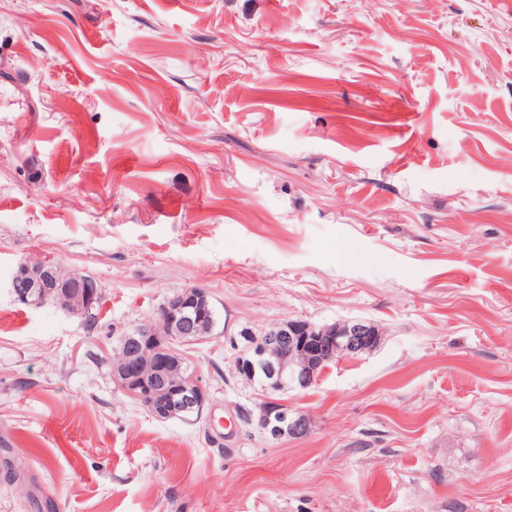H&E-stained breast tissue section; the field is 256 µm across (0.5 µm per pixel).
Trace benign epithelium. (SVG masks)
<instances>
[{
    "label": "benign epithelium",
    "instance_id": "obj_1",
    "mask_svg": "<svg viewBox=\"0 0 512 512\" xmlns=\"http://www.w3.org/2000/svg\"><path fill=\"white\" fill-rule=\"evenodd\" d=\"M10 288L23 304L40 306L52 301L85 312L93 309L101 297V285L95 278L67 275L57 266L40 262L22 263ZM208 316V291L184 289L168 296L155 316L145 319L123 339L117 383L123 392L148 402L160 420L177 412H202L207 408L209 394L195 376L168 387L160 373L168 365L181 362L184 337L198 335L199 326ZM244 335L252 337V342L239 354L235 367L244 376L253 372L256 361L263 363V387L270 399L250 411L249 420L270 442L301 439L312 428L307 414L288 410L272 396L308 389L318 381L325 363L340 355L372 353L384 340L378 325L360 318L323 325L292 319L271 325L257 336L249 330Z\"/></svg>",
    "mask_w": 512,
    "mask_h": 512
}]
</instances>
